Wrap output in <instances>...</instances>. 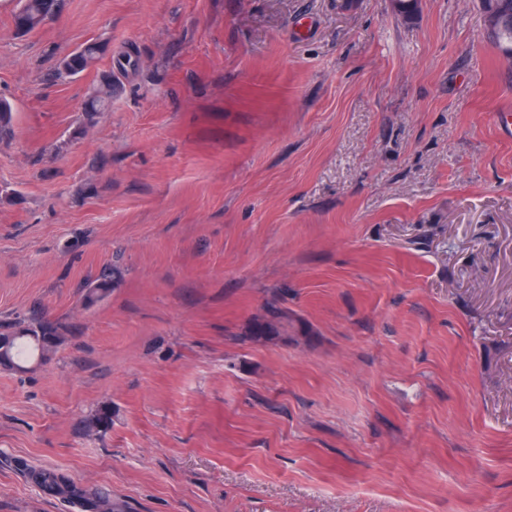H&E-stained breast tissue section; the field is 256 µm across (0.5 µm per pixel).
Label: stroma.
<instances>
[{
    "label": "stroma",
    "mask_w": 512,
    "mask_h": 512,
    "mask_svg": "<svg viewBox=\"0 0 512 512\" xmlns=\"http://www.w3.org/2000/svg\"><path fill=\"white\" fill-rule=\"evenodd\" d=\"M15 8L0 330L65 332L0 367V512H79L40 470L125 512H512V65L480 0H60L24 37ZM273 301L288 339L243 340ZM106 51V43L99 41L87 42L60 59L57 75L66 78L80 75L91 69ZM115 96V89L112 86V76L105 78L94 86L87 97L84 111L89 122L101 112H107L112 107V99ZM33 477L45 493L67 500L83 512H123L107 489L83 487L55 470H41Z\"/></svg>",
    "instance_id": "stroma-1"
}]
</instances>
